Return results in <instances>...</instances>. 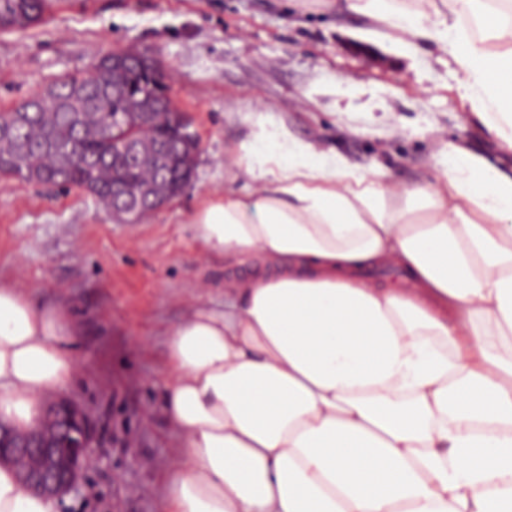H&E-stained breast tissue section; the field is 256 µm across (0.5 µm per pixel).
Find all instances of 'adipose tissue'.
<instances>
[{"label":"adipose tissue","mask_w":512,"mask_h":512,"mask_svg":"<svg viewBox=\"0 0 512 512\" xmlns=\"http://www.w3.org/2000/svg\"><path fill=\"white\" fill-rule=\"evenodd\" d=\"M342 8L447 56L512 151V0ZM233 165L245 188L189 225L252 274L169 333L161 413L184 463L165 512H512V171L450 141L399 187L262 121ZM383 264L407 287L362 277ZM76 336L62 306L0 279V424L38 425L75 379ZM58 507L0 464V512Z\"/></svg>","instance_id":"adipose-tissue-1"}]
</instances>
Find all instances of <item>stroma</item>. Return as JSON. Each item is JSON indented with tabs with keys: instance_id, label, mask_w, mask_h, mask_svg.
<instances>
[{
	"instance_id": "35a3bbf8",
	"label": "stroma",
	"mask_w": 512,
	"mask_h": 512,
	"mask_svg": "<svg viewBox=\"0 0 512 512\" xmlns=\"http://www.w3.org/2000/svg\"><path fill=\"white\" fill-rule=\"evenodd\" d=\"M115 49L150 50L164 67L201 148L191 185L125 224L83 190L0 176V278L69 310L77 375L64 396L97 427L80 490L58 512H163L179 447L160 406L167 332L249 274L204 251L187 216L229 184L251 118L354 165L384 164L398 185L429 179L448 140L512 167L452 64L333 0H60L42 23L0 33V111Z\"/></svg>"
}]
</instances>
